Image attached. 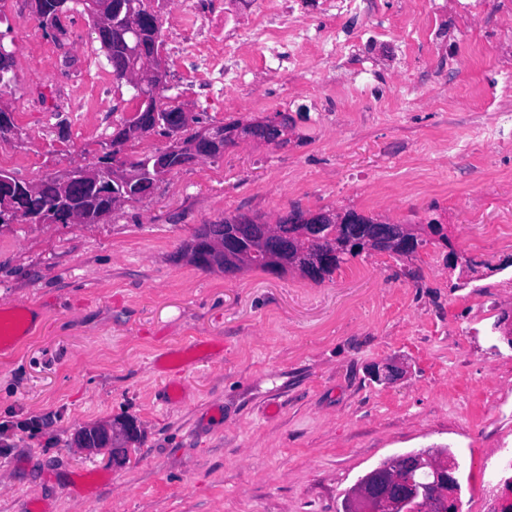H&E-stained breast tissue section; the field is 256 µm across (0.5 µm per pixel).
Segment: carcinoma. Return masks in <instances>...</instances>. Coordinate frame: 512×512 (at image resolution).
<instances>
[{"label": "carcinoma", "instance_id": "cac0c4a2", "mask_svg": "<svg viewBox=\"0 0 512 512\" xmlns=\"http://www.w3.org/2000/svg\"><path fill=\"white\" fill-rule=\"evenodd\" d=\"M39 8L47 14L58 11L68 13L73 10L72 4H79L83 11H88L87 0H37ZM152 0H134L128 4V0H112V7L122 10V13L133 12L142 20L139 25V34L130 31L113 29L110 32L109 42L106 43L105 57L112 68V74L117 80L124 79V62L127 52L135 43L142 44L145 48L160 47L161 40L160 19L151 5ZM14 61L11 53L0 54V87L8 86L14 80ZM162 88L149 90L151 107L149 112L142 114L139 119V134L143 135L156 129L167 135L184 132L187 124L180 122V107L170 102H163ZM163 112L168 115L170 125H155L152 113ZM132 123L121 121L112 131V161L122 165H129L130 170L139 171L146 165L147 159H120L123 148L120 144L127 141V132ZM265 123L262 121L242 124L239 121L223 125L228 133L225 145L235 143V137L242 134L254 138L263 136ZM153 184L124 185L104 178L98 181L83 183L72 189L62 190L53 178H47L38 184H30L18 181L14 178L10 182L0 185V205L8 203L16 212L31 217L34 224H70L77 218L84 224H96L105 214L113 211V201L116 197H128L139 193L143 196L151 193ZM326 222L322 225L320 234H309L302 224L276 223V228L291 235L288 243V252L274 254L267 251L262 239L267 233L268 224L257 218L246 215H234L211 224H203L195 229L191 241L185 245V251L193 250L195 241L210 234L222 236V241L233 243L228 249L213 248L210 250L211 264L218 269L232 273L241 266L247 264L264 272L285 274L288 270L297 266H305L313 263L324 251L336 252L335 262L322 271L319 281L331 276L341 267V264L360 255V252L345 248L347 240L356 235H376L379 232L397 228L395 224H384L378 219L348 210L340 216L329 210L324 211ZM432 231L442 229V224L436 219H431L426 226L416 230L404 227L410 241L409 247L404 252L396 253V256H409L428 244L437 241L448 244V235L443 234L440 239L432 238V235H423L425 229Z\"/></svg>", "mask_w": 512, "mask_h": 512}]
</instances>
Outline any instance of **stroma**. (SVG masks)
<instances>
[{"label": "stroma", "instance_id": "obj_1", "mask_svg": "<svg viewBox=\"0 0 512 512\" xmlns=\"http://www.w3.org/2000/svg\"><path fill=\"white\" fill-rule=\"evenodd\" d=\"M445 2L337 19L340 42L377 20L390 35L337 62L316 44L298 84L249 55L245 83L190 89L194 51L167 56L169 96L213 125L288 114L287 143L239 139L96 224L0 229V308L34 319L0 354V512H342L366 472L424 448L459 462L461 512H485L512 452V346L494 328L512 316V19L500 0L467 23ZM25 14L4 37L17 134L0 169L37 183L97 164L136 102L114 80L90 111H54L62 70L110 69L85 13L49 34L32 0ZM408 18L430 38H405ZM483 126L493 140L474 143ZM293 209L436 218L450 244L369 250L320 283L180 256L199 225ZM385 365L399 376L376 381ZM125 420L121 463L74 448Z\"/></svg>", "mask_w": 512, "mask_h": 512}]
</instances>
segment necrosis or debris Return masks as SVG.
<instances>
[{
  "instance_id": "1",
  "label": "necrosis or debris",
  "mask_w": 512,
  "mask_h": 512,
  "mask_svg": "<svg viewBox=\"0 0 512 512\" xmlns=\"http://www.w3.org/2000/svg\"><path fill=\"white\" fill-rule=\"evenodd\" d=\"M265 7L247 23L227 26L224 0H176L177 25L169 41L173 54L194 48L200 66L184 72L187 83L212 86L231 75L241 76L244 47L259 50L263 57L281 58L284 48H303L320 32L335 36L334 27L298 12L294 0H263Z\"/></svg>"
}]
</instances>
